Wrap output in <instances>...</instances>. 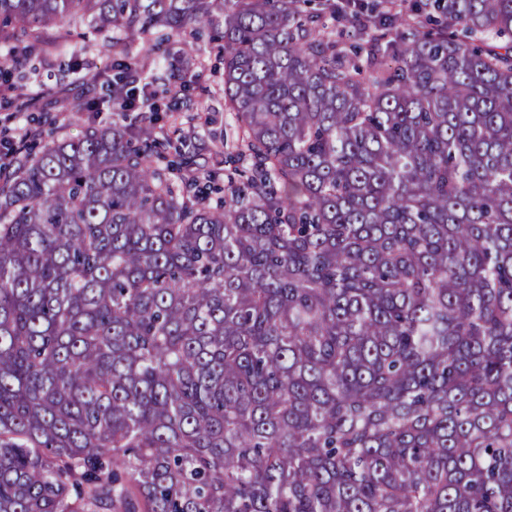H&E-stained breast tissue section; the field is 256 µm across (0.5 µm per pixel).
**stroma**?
<instances>
[{"label":"stroma","instance_id":"1","mask_svg":"<svg viewBox=\"0 0 512 512\" xmlns=\"http://www.w3.org/2000/svg\"><path fill=\"white\" fill-rule=\"evenodd\" d=\"M175 44L189 45L197 56V65L187 73L189 103L173 99L164 114L162 134L172 146L191 158L193 170L224 175V153L231 144L234 123L224 110V64L208 36L192 38L183 34L175 37ZM77 61L94 71L110 67L112 56L103 44H89L74 36L62 53L47 54L28 61L17 71L25 93L33 96V111L17 114L9 110L4 95L0 94V140L14 141L21 131L53 134L59 138H77L91 125L108 124V112H88L75 115L69 110L74 96L105 97V85L81 86L68 67Z\"/></svg>","mask_w":512,"mask_h":512}]
</instances>
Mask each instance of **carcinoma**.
<instances>
[{"mask_svg": "<svg viewBox=\"0 0 512 512\" xmlns=\"http://www.w3.org/2000/svg\"><path fill=\"white\" fill-rule=\"evenodd\" d=\"M0 0V75L109 42L112 121L0 169V512H512V0ZM207 24L238 133L140 83ZM187 71L186 49H168ZM199 39L188 34L170 37L169 43L192 46L189 51L197 56L199 63L186 74V84L192 109H186L183 92L171 101V109L164 114L160 136L167 137L173 147L192 160V169L215 174L218 182L224 180L225 146L233 139L234 123L224 112V64L214 44L209 42L208 30L203 29ZM198 116L188 123L186 116Z\"/></svg>", "mask_w": 512, "mask_h": 512, "instance_id": "cac0c4a2", "label": "carcinoma"}]
</instances>
